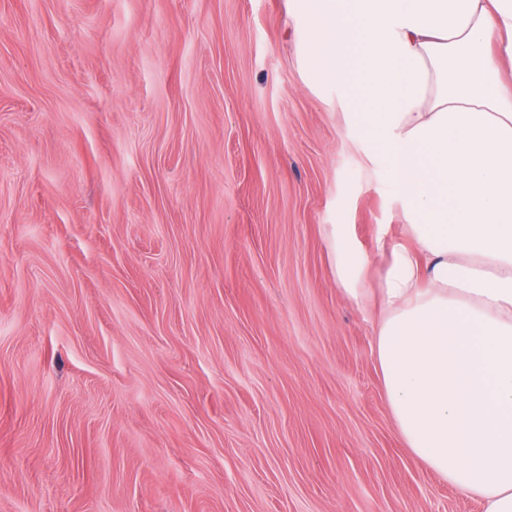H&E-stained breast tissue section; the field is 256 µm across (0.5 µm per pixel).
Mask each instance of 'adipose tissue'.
<instances>
[{
	"label": "adipose tissue",
	"mask_w": 512,
	"mask_h": 512,
	"mask_svg": "<svg viewBox=\"0 0 512 512\" xmlns=\"http://www.w3.org/2000/svg\"><path fill=\"white\" fill-rule=\"evenodd\" d=\"M303 54L384 158L405 220L386 241L373 353L410 453L512 512V0H290ZM336 281L367 258L334 227Z\"/></svg>",
	"instance_id": "adipose-tissue-1"
}]
</instances>
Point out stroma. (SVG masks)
Instances as JSON below:
<instances>
[{
	"label": "stroma",
	"mask_w": 512,
	"mask_h": 512,
	"mask_svg": "<svg viewBox=\"0 0 512 512\" xmlns=\"http://www.w3.org/2000/svg\"><path fill=\"white\" fill-rule=\"evenodd\" d=\"M288 0H0V512H483L411 455L401 234ZM333 229L336 281L350 300L363 302L366 288L361 287L368 266L366 255L356 242L350 224H333Z\"/></svg>",
	"instance_id": "35a3bbf8"
}]
</instances>
